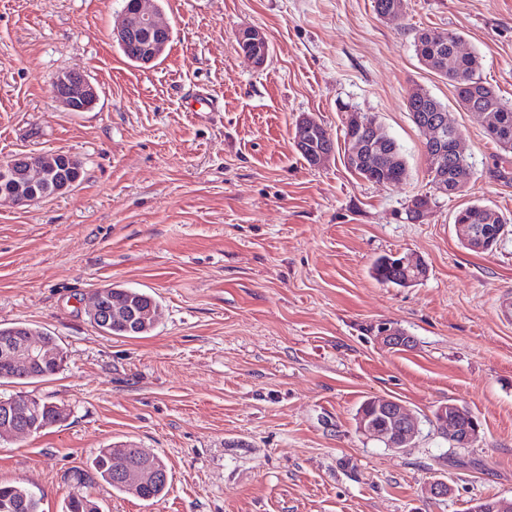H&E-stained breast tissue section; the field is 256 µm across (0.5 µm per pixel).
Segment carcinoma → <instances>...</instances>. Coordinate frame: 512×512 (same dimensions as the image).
Listing matches in <instances>:
<instances>
[{
	"label": "carcinoma",
	"mask_w": 512,
	"mask_h": 512,
	"mask_svg": "<svg viewBox=\"0 0 512 512\" xmlns=\"http://www.w3.org/2000/svg\"><path fill=\"white\" fill-rule=\"evenodd\" d=\"M461 39V35L451 30L422 29L414 38V47L417 57L437 74L446 78L455 88L457 103L462 108L482 103L493 106L492 120L485 127L488 138L501 150L512 152V105L501 101L496 90L481 80L478 75L480 68L479 57L474 53L458 55L454 52V44ZM414 111L410 112L412 122L417 127L433 120L436 109H445V106L431 94L418 99L413 103ZM327 143H333L328 131L320 124L313 127L307 135L301 154L309 159L313 152L323 148ZM383 156L379 161L364 162L356 168V173L363 179L370 181L373 178L385 177L390 180L402 181L407 176V167L402 150L397 141L386 136V143L380 146ZM41 159L52 169L49 194L63 192L71 183L81 177V162L67 154L43 155ZM431 188L435 191L443 190V195L451 197L464 191L472 177V166L469 162L452 163L448 170H429ZM486 206L470 204L459 210L455 216L454 224H478L479 233L487 241L497 242L500 230L505 221L501 216L492 217L483 215ZM391 256L378 258L372 268L375 278L386 284L398 287H411L418 280L407 277L402 272L392 270ZM104 292L110 294L111 305L122 309H134L138 313L137 320L130 322L124 319H112L107 326H98V329L107 336H144L151 333L160 318V304L151 295L133 288H106ZM61 363H52L35 371H0V382L13 380L44 379L55 374ZM41 427L49 429L57 424L56 406L54 403L39 400ZM114 448H102L86 461V476L90 479L96 477L112 489L128 494L127 484L115 477L109 465ZM0 512H41L40 499L20 484L0 485ZM62 512H99L95 502L81 494H72L64 501Z\"/></svg>",
	"instance_id": "obj_1"
}]
</instances>
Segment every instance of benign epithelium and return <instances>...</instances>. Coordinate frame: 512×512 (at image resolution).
Instances as JSON below:
<instances>
[{
  "instance_id": "7a95c632",
  "label": "benign epithelium",
  "mask_w": 512,
  "mask_h": 512,
  "mask_svg": "<svg viewBox=\"0 0 512 512\" xmlns=\"http://www.w3.org/2000/svg\"><path fill=\"white\" fill-rule=\"evenodd\" d=\"M171 27L164 23L159 14L148 9L144 0H135L133 6L124 11L115 28L113 39L122 47L135 48L136 55L145 65L151 64L166 48ZM237 41L243 55L254 66H264L269 57V43L264 33L258 29H245L238 33ZM54 97L72 112L84 110V105L97 100L95 85L76 72H63L53 81ZM345 126L349 132L348 150L345 161L354 169L359 164L366 148L378 141L379 132L368 125L359 112L346 113ZM428 133L427 143L435 152L427 155L432 168L443 166L447 158L463 156L460 147V133L448 122L446 112L423 126ZM28 166V183L33 187H46L50 174L37 163L36 156L26 155L0 162V178L9 179L15 165ZM88 312L101 322L112 319V310L104 304V295L98 294L88 307ZM379 337L382 343L391 348H402L413 343L411 337L384 325L380 327ZM56 361V351L45 341L35 339L23 328L0 342V365L5 368H20L31 371ZM460 405L450 402L440 406L434 415L437 430L448 442L459 448L471 446L479 437V424L475 417L462 420L457 416ZM358 427L367 437L376 440L387 448H404L418 433L416 419L400 400L394 398H369L361 408ZM39 430V418L33 406V398L0 399V433L9 437L32 434ZM112 472L142 489L164 478L159 469L145 463L139 467L132 465L124 454H115L110 458ZM472 512H512V503L495 498L477 502Z\"/></svg>"
}]
</instances>
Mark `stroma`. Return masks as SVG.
<instances>
[{
    "mask_svg": "<svg viewBox=\"0 0 512 512\" xmlns=\"http://www.w3.org/2000/svg\"><path fill=\"white\" fill-rule=\"evenodd\" d=\"M172 27L164 55L131 63L112 38L125 0H0V161L66 153L72 188L29 205L0 197V324L58 336L61 369L5 383L0 396L65 406V421L0 439V483H20L61 512L82 493L102 512H469L512 498V152L462 111L453 86L416 55L422 29L451 30L479 75L512 103V0H405L395 18L373 0H154ZM244 28L270 45L257 68ZM76 71L99 93L85 112L53 95ZM448 110L473 175L433 194L425 132L408 95ZM207 92L218 112H188ZM361 112L401 146L407 177L388 189L344 161V117ZM334 140L309 165L293 130L302 116ZM432 202L406 219L417 195ZM487 205L509 224L493 251L458 239L454 216ZM410 253L412 287L371 274ZM137 288L161 306L155 329L104 336L93 294ZM390 325L413 345L377 342ZM401 400L419 434L391 449L359 432L367 398ZM467 407L480 437L452 447L434 424ZM134 444L161 457L171 481L144 501L84 478L98 449ZM436 480L450 495L434 497ZM237 41L243 55L250 60L254 66H264L269 57V43L262 31L259 29H245L238 33Z\"/></svg>",
    "mask_w": 512,
    "mask_h": 512,
    "instance_id": "35a3bbf8",
    "label": "stroma"
}]
</instances>
